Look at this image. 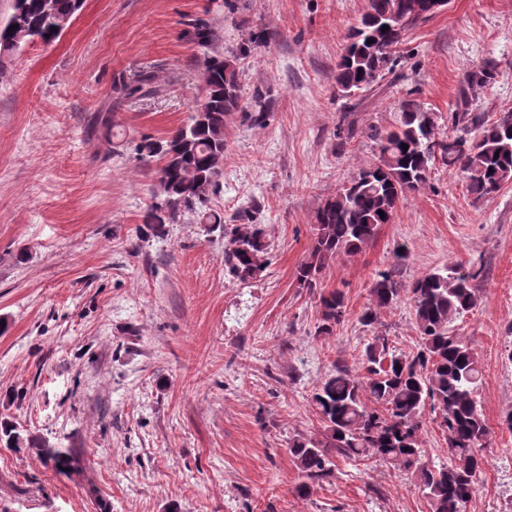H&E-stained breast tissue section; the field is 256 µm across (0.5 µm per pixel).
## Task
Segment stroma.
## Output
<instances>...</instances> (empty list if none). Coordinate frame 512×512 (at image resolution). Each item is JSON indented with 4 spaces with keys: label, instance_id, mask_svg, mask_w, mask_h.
Masks as SVG:
<instances>
[{
    "label": "stroma",
    "instance_id": "stroma-1",
    "mask_svg": "<svg viewBox=\"0 0 512 512\" xmlns=\"http://www.w3.org/2000/svg\"><path fill=\"white\" fill-rule=\"evenodd\" d=\"M367 0H84L54 42L0 66V420L72 450L76 471L34 450L0 446V512H432L412 473L338 461L309 484L289 453L321 432L312 403L341 363L358 368L367 339L415 352L409 299L359 317L393 249L404 285L453 262L484 269L481 301L453 322L475 349V394L489 427L486 463L467 512H512V184L474 200L460 174L434 163L369 246L330 262L317 291L298 287L324 201L378 154L376 134L410 101L448 132L451 113L493 122L512 113V0H449L412 25L390 72L339 96L334 74ZM239 67L244 100L262 93L263 122L224 126V175L212 205L262 224L266 268L224 265L222 232L184 211L164 234L142 219L157 183L139 164L202 99L194 20ZM265 46L241 55L252 33ZM492 64L484 85L467 72ZM151 71L157 95L116 101L118 79ZM111 110L113 134L91 131ZM340 289L343 324L320 336L321 293ZM309 484V495L298 488Z\"/></svg>",
    "mask_w": 512,
    "mask_h": 512
}]
</instances>
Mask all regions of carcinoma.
Instances as JSON below:
<instances>
[{"label": "carcinoma", "instance_id": "1", "mask_svg": "<svg viewBox=\"0 0 512 512\" xmlns=\"http://www.w3.org/2000/svg\"><path fill=\"white\" fill-rule=\"evenodd\" d=\"M434 0H368L360 23L347 35L336 65L335 82L341 96L368 91L385 71L405 31L435 13ZM81 9L78 0H13L12 12L0 24V63L35 40L49 43L60 37ZM16 28H11V25ZM388 29H383V26ZM193 39L205 51L201 79L204 97L187 121L163 139L142 137L135 155L143 164L159 162L155 202L144 223L156 232L173 223L182 210L197 214L211 230L225 231L224 215L211 206L224 172V125L227 117L245 110L235 61L211 55L213 34L202 22ZM126 99L157 93L155 76L143 71L137 78L114 85ZM468 113L450 116L452 133H438L434 113L406 103L399 126L377 135V159L361 167L350 183L329 197L316 215L308 255L298 265L299 287L317 288L330 261L351 255L372 243L384 224L393 222L400 199L424 188L431 166L439 161L465 179L476 200L512 182V115L480 128L470 136ZM408 148H402V145ZM224 247V263L240 280L262 272L269 244L260 225L244 214ZM391 268L376 274L371 304L359 318L365 327L377 321V310L395 305L408 294L415 312L420 343L413 355L399 354L386 336L375 335L362 353L363 373L336 364L312 395L323 422L316 436L294 439L289 453L311 482L329 477L336 459L374 458L411 472L430 501L432 512H467L486 462L489 429L475 393L482 380L477 354L451 328L479 301L477 282L483 268L453 263L433 269L410 287L399 279L408 258L404 245L393 251ZM317 334L330 336L346 316L345 296L339 290L320 295ZM438 413L448 441L450 462L439 466L424 460L421 432L425 411ZM0 442L7 448H31L44 464L59 472L77 469L69 450L40 437H23L9 421L0 423Z\"/></svg>", "mask_w": 512, "mask_h": 512}]
</instances>
